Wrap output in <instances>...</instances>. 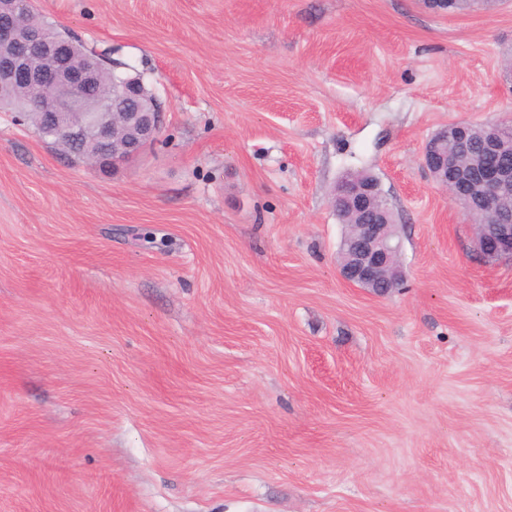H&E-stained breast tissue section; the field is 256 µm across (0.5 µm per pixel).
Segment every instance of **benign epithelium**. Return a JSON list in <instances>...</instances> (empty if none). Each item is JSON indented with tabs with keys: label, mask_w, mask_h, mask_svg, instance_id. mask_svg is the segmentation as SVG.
I'll return each mask as SVG.
<instances>
[{
	"label": "benign epithelium",
	"mask_w": 512,
	"mask_h": 512,
	"mask_svg": "<svg viewBox=\"0 0 512 512\" xmlns=\"http://www.w3.org/2000/svg\"><path fill=\"white\" fill-rule=\"evenodd\" d=\"M27 0H0V86L31 93L39 102L41 127L84 151L101 166H114L139 155L161 132V102L146 99L138 82L126 78L113 87L112 98L99 94V66L70 63L77 44L52 31L23 29L19 15ZM505 123L483 124L482 147L499 152ZM470 135V123L457 122L437 131L423 149V161L448 191L450 201L481 219L475 233L487 259L512 258V209L502 203L512 188V167L460 164L456 143ZM378 178L344 177L333 206L355 218L338 253L339 273L350 285L378 297L388 295L405 277L397 225L388 223L389 207L378 201Z\"/></svg>",
	"instance_id": "7a95c632"
}]
</instances>
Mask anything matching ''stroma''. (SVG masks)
Here are the masks:
<instances>
[{
  "mask_svg": "<svg viewBox=\"0 0 512 512\" xmlns=\"http://www.w3.org/2000/svg\"><path fill=\"white\" fill-rule=\"evenodd\" d=\"M141 73L137 157L0 109V512H512V259L421 163L512 121V0H35ZM375 175L402 288L349 285Z\"/></svg>",
  "mask_w": 512,
  "mask_h": 512,
  "instance_id": "stroma-1",
  "label": "stroma"
}]
</instances>
